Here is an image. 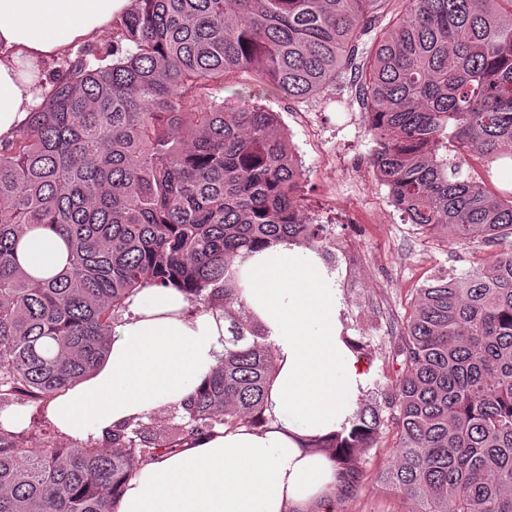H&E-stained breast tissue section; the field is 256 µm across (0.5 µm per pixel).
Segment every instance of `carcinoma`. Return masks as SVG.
Wrapping results in <instances>:
<instances>
[{"label":"carcinoma","instance_id":"carcinoma-1","mask_svg":"<svg viewBox=\"0 0 512 512\" xmlns=\"http://www.w3.org/2000/svg\"><path fill=\"white\" fill-rule=\"evenodd\" d=\"M243 73L296 102L349 78L374 176L411 224L450 245L512 237V190L459 160H512V0H132L0 141V410L89 376L147 285L224 312V362L106 448L33 444L0 422V512H115L138 467L265 423L277 353L233 266L325 235L299 218L302 168L277 114L209 100ZM35 229L67 241L54 276L17 262ZM395 354L396 378L308 447L352 489L362 457L387 449L381 481L419 512H512V248L418 289Z\"/></svg>","mask_w":512,"mask_h":512}]
</instances>
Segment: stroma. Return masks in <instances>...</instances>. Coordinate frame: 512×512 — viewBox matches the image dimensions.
Instances as JSON below:
<instances>
[{
    "label": "stroma",
    "instance_id": "35a3bbf8",
    "mask_svg": "<svg viewBox=\"0 0 512 512\" xmlns=\"http://www.w3.org/2000/svg\"><path fill=\"white\" fill-rule=\"evenodd\" d=\"M214 95L277 113L303 165L300 214L329 231L343 333L366 349V386L387 383L399 368L394 345L417 288L434 275L468 274L488 259L489 249L478 241L451 247L405 221L387 187L373 175L369 158L374 143L349 85L292 102L261 94L257 79L246 74ZM386 465L384 450L372 449L361 462L362 483L356 490L337 492L335 512H417L414 500L392 493L380 481Z\"/></svg>",
    "mask_w": 512,
    "mask_h": 512
}]
</instances>
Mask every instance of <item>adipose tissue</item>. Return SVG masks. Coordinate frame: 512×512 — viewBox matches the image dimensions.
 <instances>
[{
  "label": "adipose tissue",
  "mask_w": 512,
  "mask_h": 512,
  "mask_svg": "<svg viewBox=\"0 0 512 512\" xmlns=\"http://www.w3.org/2000/svg\"><path fill=\"white\" fill-rule=\"evenodd\" d=\"M128 0H0V140L38 100L37 64L102 30ZM18 262L49 277L67 264L66 241L26 233ZM240 297L277 350L260 429H218L142 466L117 512H331L340 472L304 438L341 430L357 406L364 364L342 336L339 295L316 251L278 243L237 264ZM223 313L194 311L174 288L148 286L127 302L109 354L47 414L73 440L99 438L180 406L224 359Z\"/></svg>",
  "instance_id": "obj_1"
}]
</instances>
